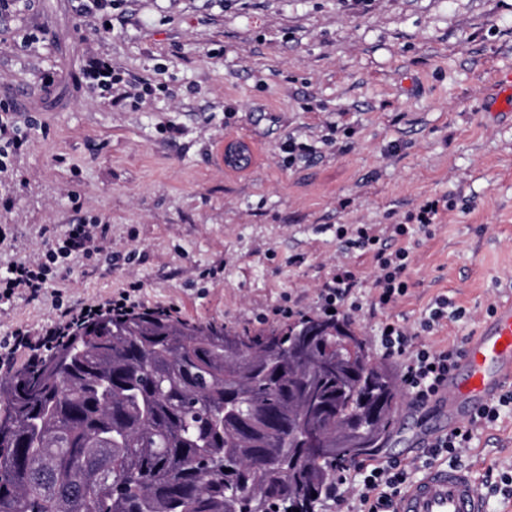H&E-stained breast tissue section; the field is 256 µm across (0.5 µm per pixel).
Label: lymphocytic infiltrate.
I'll list each match as a JSON object with an SVG mask.
<instances>
[{
	"label": "lymphocytic infiltrate",
	"instance_id": "1",
	"mask_svg": "<svg viewBox=\"0 0 512 512\" xmlns=\"http://www.w3.org/2000/svg\"><path fill=\"white\" fill-rule=\"evenodd\" d=\"M442 212L439 200L427 199L419 205L416 224L412 227L405 224L337 225V239L372 255L376 268L373 281L375 308L384 311L393 307L409 288V251L404 247L389 249V242L407 237L412 231L430 234L432 226L440 222ZM109 247L101 225H69L60 245L0 274V303L10 301L19 293L38 299L46 290L52 269L66 265L71 256L89 257L107 251ZM358 284L355 270L346 263H337L317 296V314L325 319L332 315L347 318L357 314L360 305L353 295ZM140 291L139 283H128L92 310L81 302L57 304L53 321L38 329L17 328L9 338L0 342V374L10 373L20 355L25 356L28 366L37 365L47 352L97 317H122L131 311L140 312L143 308ZM378 330L382 355L400 362V381L411 402L421 407L437 402L448 389V378L456 367L460 348L432 349L417 343L416 335L409 327L389 318L380 322ZM511 406L512 390L500 396L497 403L482 407L462 426L437 436L425 450L427 457L434 460L443 455L457 457L469 447L475 431L497 420L502 408ZM353 469L361 478L357 512H394L396 498L409 484L407 467L391 459L370 465L357 463Z\"/></svg>",
	"mask_w": 512,
	"mask_h": 512
}]
</instances>
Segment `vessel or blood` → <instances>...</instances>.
<instances>
[{
	"instance_id": "obj_1",
	"label": "vessel or blood",
	"mask_w": 512,
	"mask_h": 512,
	"mask_svg": "<svg viewBox=\"0 0 512 512\" xmlns=\"http://www.w3.org/2000/svg\"><path fill=\"white\" fill-rule=\"evenodd\" d=\"M512 383V301L495 306L479 332L466 343L448 379L440 405L449 426L471 419ZM396 512H487V503L471 475L436 466L412 482L397 499Z\"/></svg>"
}]
</instances>
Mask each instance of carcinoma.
<instances>
[{
    "label": "carcinoma",
    "mask_w": 512,
    "mask_h": 512,
    "mask_svg": "<svg viewBox=\"0 0 512 512\" xmlns=\"http://www.w3.org/2000/svg\"><path fill=\"white\" fill-rule=\"evenodd\" d=\"M345 320L245 336L162 315L103 319L0 379V512H315L347 460L386 439L400 396ZM321 454L291 465L306 374ZM281 457L278 468L250 462Z\"/></svg>",
    "instance_id": "cac0c4a2"
}]
</instances>
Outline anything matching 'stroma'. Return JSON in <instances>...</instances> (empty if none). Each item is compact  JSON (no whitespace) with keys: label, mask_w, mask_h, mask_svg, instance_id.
Wrapping results in <instances>:
<instances>
[{"label":"stroma","mask_w":512,"mask_h":512,"mask_svg":"<svg viewBox=\"0 0 512 512\" xmlns=\"http://www.w3.org/2000/svg\"><path fill=\"white\" fill-rule=\"evenodd\" d=\"M107 59L143 89L111 103L86 72ZM512 69V0H26L0 13V113L26 140L0 176V273L76 222L103 224L111 255L71 261L40 299L0 303V340L52 321L57 297L103 299L129 282L146 306L239 331L275 328L285 298L313 308L337 261L360 278L351 323L380 359L371 254L340 224H397L447 201L410 240L409 290L389 315L418 327L435 299L464 310L424 342L463 344L512 296V112L494 103ZM51 75L43 83L42 75ZM335 141L322 143L327 125ZM243 137L249 167L224 165ZM292 137L317 147L289 163ZM376 461L432 466L413 447L425 409L400 396ZM477 489L512 472V409L457 461Z\"/></svg>","instance_id":"obj_1"}]
</instances>
